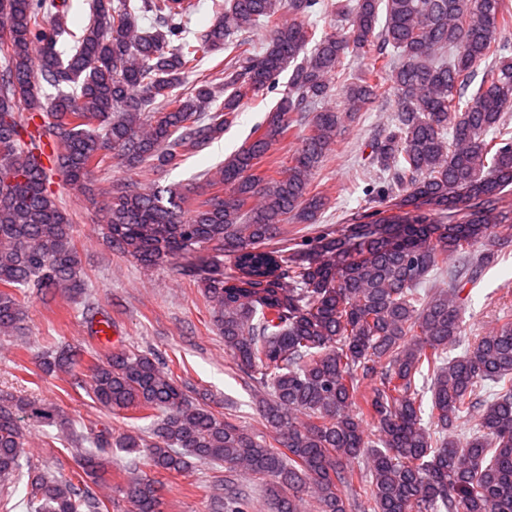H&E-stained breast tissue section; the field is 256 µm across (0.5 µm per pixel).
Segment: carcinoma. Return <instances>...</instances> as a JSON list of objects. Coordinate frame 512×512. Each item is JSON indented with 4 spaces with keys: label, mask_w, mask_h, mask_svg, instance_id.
<instances>
[{
    "label": "carcinoma",
    "mask_w": 512,
    "mask_h": 512,
    "mask_svg": "<svg viewBox=\"0 0 512 512\" xmlns=\"http://www.w3.org/2000/svg\"><path fill=\"white\" fill-rule=\"evenodd\" d=\"M184 2L92 0L65 56L63 0H0V334L20 329L23 290L84 289L53 175L79 187L108 158L130 170L175 168L230 127L244 100L278 90L289 69L274 107L206 189L119 181L100 219L113 250L144 266L196 259L189 271L273 437L192 402L166 363L121 350L91 366L90 389L108 410L146 412L150 438L100 434L78 454L84 477H49L23 466L22 423L66 427L69 418L0 391V480L27 469L38 512H107L91 485L105 479L115 447L132 455L125 494L134 512H160V487L140 463L183 473L193 459L266 481L275 512H302V492L318 512H347L348 491L362 512H512V319L448 354L465 287L512 242L499 207L512 191V5L212 0L213 22L193 35L194 5ZM322 8L346 27L317 32L307 18ZM148 13L158 29L140 25ZM259 25L268 33L261 48L234 37ZM219 51L224 68L201 71ZM355 57L372 60L360 76L344 67ZM192 75L191 91L176 93ZM333 77L342 111L319 107ZM42 81L56 90L45 101ZM380 98L394 117L373 142L386 183L379 208L339 232L273 244L284 225L312 224L330 207L313 175L346 121ZM20 103L45 119L23 121ZM305 112L288 164L276 178L261 171ZM221 257L234 275L218 270ZM75 365L69 348L43 371ZM363 457L364 473L353 467ZM246 499L231 482L217 510L245 512Z\"/></svg>",
    "instance_id": "obj_1"
}]
</instances>
